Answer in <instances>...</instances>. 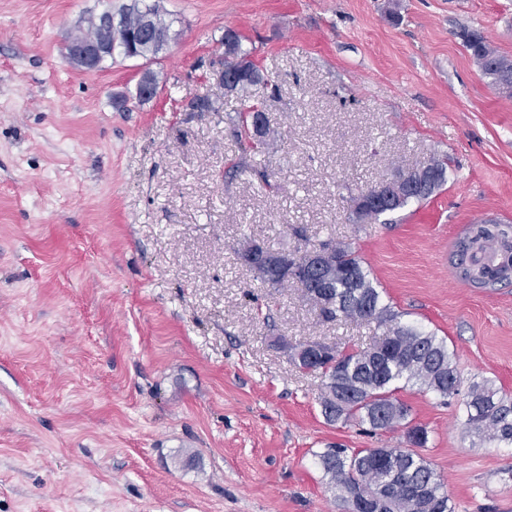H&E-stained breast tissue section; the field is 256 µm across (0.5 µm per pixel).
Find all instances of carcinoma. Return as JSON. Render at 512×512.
<instances>
[{"label":"carcinoma","instance_id":"obj_1","mask_svg":"<svg viewBox=\"0 0 512 512\" xmlns=\"http://www.w3.org/2000/svg\"><path fill=\"white\" fill-rule=\"evenodd\" d=\"M139 2L134 0L120 14L118 36L149 26L153 39L141 49L140 57L152 60L170 39L172 22L153 6L139 7ZM465 43L492 85L512 94V60L496 54L478 33H466ZM224 73L234 76V93L261 82L276 86L275 77L251 60V50L244 48L240 36L230 29L224 32ZM446 181L447 163L431 159L425 177L402 189L386 206L373 209L372 220L390 215L412 200L428 199ZM493 247L512 250V224L472 225L456 244L459 277L479 288L507 283L499 260L489 254ZM321 249L331 253V263L311 272L296 271L294 252L277 251L288 264L275 269L265 282L277 288L296 281L307 293L316 283L321 293L315 306L323 319L371 320L386 328L383 338L366 349L324 360L305 356L297 361L298 367L317 371L323 379V416L329 422L367 424L373 432L404 428L410 445L425 446L426 429L410 425V409L396 393L416 386L448 403L460 394L461 387L454 354L445 338L398 321V313L384 301L383 289L350 246L328 240L321 243ZM464 405L466 426L479 440L512 444L511 397L489 382L476 383L466 393ZM315 457L328 490L346 509L357 504L359 493L366 491L378 497L381 512H449L444 482L429 463L408 448L351 450L336 444Z\"/></svg>","mask_w":512,"mask_h":512}]
</instances>
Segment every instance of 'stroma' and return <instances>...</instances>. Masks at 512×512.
<instances>
[{"label":"stroma","instance_id":"1","mask_svg":"<svg viewBox=\"0 0 512 512\" xmlns=\"http://www.w3.org/2000/svg\"><path fill=\"white\" fill-rule=\"evenodd\" d=\"M129 2L0 0V512H343L316 452L406 435L326 423L292 348L385 329L322 320L239 253L350 244L402 323L446 338L463 386L512 395V284L474 287L453 257L471 225L512 224V96L462 38L512 59V0H158L176 22L156 59L66 61ZM228 29L277 90L225 93ZM257 101L270 132L235 177L232 120ZM433 156L431 197L355 221L351 197ZM399 397L451 512H512V445L469 432L461 398Z\"/></svg>","mask_w":512,"mask_h":512}]
</instances>
